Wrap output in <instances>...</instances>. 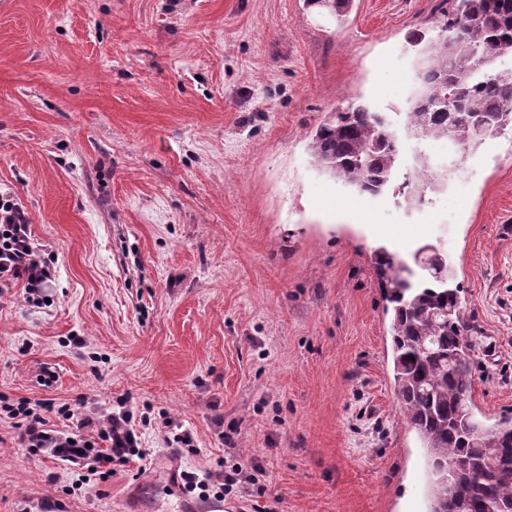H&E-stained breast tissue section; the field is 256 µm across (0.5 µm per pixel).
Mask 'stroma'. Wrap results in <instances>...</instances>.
<instances>
[{
    "instance_id": "1",
    "label": "stroma",
    "mask_w": 512,
    "mask_h": 512,
    "mask_svg": "<svg viewBox=\"0 0 512 512\" xmlns=\"http://www.w3.org/2000/svg\"><path fill=\"white\" fill-rule=\"evenodd\" d=\"M439 0H0V191L52 277L0 287V396L97 420L126 397L146 452L107 481L31 456L0 419V512H178L220 459H257L277 512H426L429 473L399 416L383 246L445 251L476 357L477 419H512V125L431 205L359 196L308 144L361 99L402 128L408 45ZM85 340L76 348L73 337ZM191 431L177 454L162 413ZM233 432L225 444L220 432Z\"/></svg>"
}]
</instances>
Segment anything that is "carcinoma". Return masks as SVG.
<instances>
[{"mask_svg":"<svg viewBox=\"0 0 512 512\" xmlns=\"http://www.w3.org/2000/svg\"><path fill=\"white\" fill-rule=\"evenodd\" d=\"M457 40H446V27ZM437 35L419 47L416 98L404 131L420 143L453 135L466 153L512 122V0H441ZM316 165L358 194L391 192L409 208L430 203L427 194L448 182L420 154L417 167L398 179L399 139L389 119L351 103L320 125L309 145ZM374 268L390 317L392 378L403 421L414 429L430 471L429 512L452 501L461 512L512 508V423L488 428L473 411L474 344L448 256L436 254L420 272L385 247ZM455 467L450 488L438 472Z\"/></svg>","mask_w":512,"mask_h":512,"instance_id":"cac0c4a2","label":"carcinoma"}]
</instances>
